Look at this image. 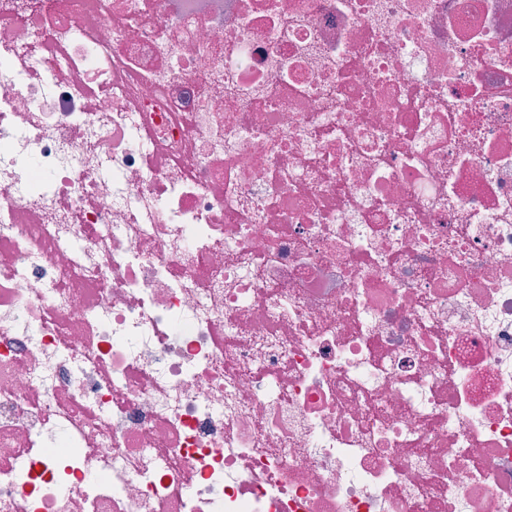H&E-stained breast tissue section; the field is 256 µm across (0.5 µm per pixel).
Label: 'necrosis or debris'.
<instances>
[{"label":"necrosis or debris","instance_id":"1","mask_svg":"<svg viewBox=\"0 0 512 512\" xmlns=\"http://www.w3.org/2000/svg\"><path fill=\"white\" fill-rule=\"evenodd\" d=\"M0 512H512V0H0Z\"/></svg>","mask_w":512,"mask_h":512}]
</instances>
